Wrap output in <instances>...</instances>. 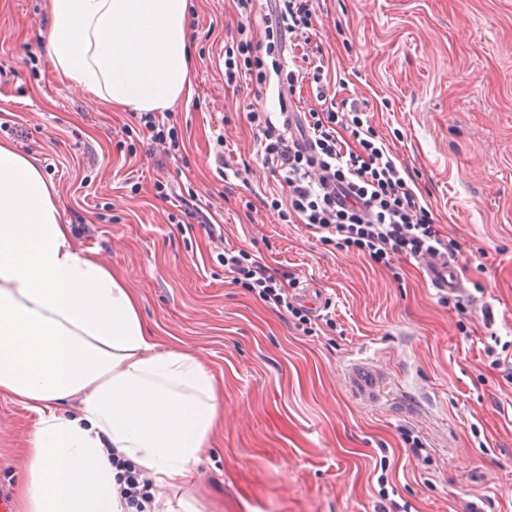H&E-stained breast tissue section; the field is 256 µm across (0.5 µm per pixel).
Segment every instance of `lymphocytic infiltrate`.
<instances>
[{"instance_id": "lymphocytic-infiltrate-1", "label": "lymphocytic infiltrate", "mask_w": 512, "mask_h": 512, "mask_svg": "<svg viewBox=\"0 0 512 512\" xmlns=\"http://www.w3.org/2000/svg\"><path fill=\"white\" fill-rule=\"evenodd\" d=\"M268 10L263 39L241 24L225 47L226 84L245 75L259 87L276 84L283 100L307 83L314 87L316 105L276 116L254 108L246 114L262 165L288 192L283 200L271 197L266 208L282 223L307 224L325 242L356 248L387 267L403 256L454 253L455 243L440 233L431 209L420 202L364 109L337 100L323 55L308 54L314 0H268ZM289 48L301 51L291 66L284 57ZM342 130L349 141L339 139ZM220 259L233 283L285 309L298 326L310 325L307 310L294 305L284 274L242 249H226Z\"/></svg>"}]
</instances>
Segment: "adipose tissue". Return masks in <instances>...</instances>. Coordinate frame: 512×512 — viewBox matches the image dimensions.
Listing matches in <instances>:
<instances>
[{"label":"adipose tissue","mask_w":512,"mask_h":512,"mask_svg":"<svg viewBox=\"0 0 512 512\" xmlns=\"http://www.w3.org/2000/svg\"><path fill=\"white\" fill-rule=\"evenodd\" d=\"M188 10L49 0L48 55L88 103L170 112L194 94ZM219 385L180 342L156 340L123 280L74 248L52 182L0 142V395L37 417L17 512H129L122 461L176 491L153 512H202L190 489L224 416Z\"/></svg>","instance_id":"obj_1"}]
</instances>
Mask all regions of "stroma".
<instances>
[{"mask_svg": "<svg viewBox=\"0 0 512 512\" xmlns=\"http://www.w3.org/2000/svg\"><path fill=\"white\" fill-rule=\"evenodd\" d=\"M266 12V0L246 20L231 0H190L195 94L165 121L174 159L123 134L129 112L88 107L57 76L45 0H0V141L35 160L76 246L123 277L157 336L222 377L224 421L194 486L206 512H382V477L410 512H463L481 495L512 512V384L484 354L512 341V0L316 6L322 50L345 75L339 98L365 107L458 245V295L432 288L419 260L385 268L265 208L264 192L281 186L256 162L245 115L278 111L277 95L226 85L222 54L241 21L262 37ZM219 134L248 164L245 181L217 171ZM158 179L197 192L223 238L179 229ZM233 246L324 299L318 334L230 283L218 256ZM354 361L378 371L384 398L352 391L343 371ZM35 424L0 397V495L11 504Z\"/></svg>", "mask_w": 512, "mask_h": 512, "instance_id": "1", "label": "stroma"}]
</instances>
